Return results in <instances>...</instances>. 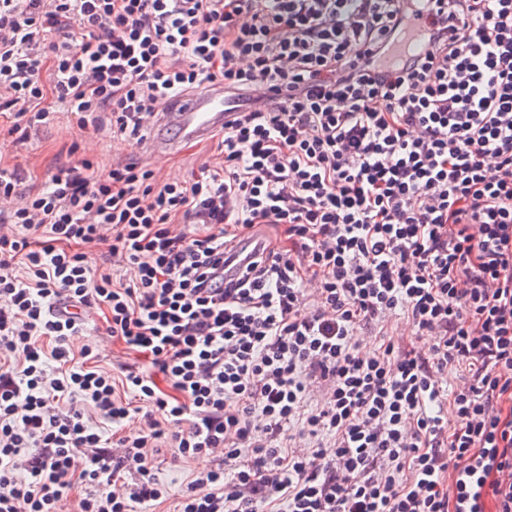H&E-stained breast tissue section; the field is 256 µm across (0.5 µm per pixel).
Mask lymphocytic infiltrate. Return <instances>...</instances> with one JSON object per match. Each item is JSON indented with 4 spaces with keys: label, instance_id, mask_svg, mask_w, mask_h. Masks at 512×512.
Wrapping results in <instances>:
<instances>
[{
    "label": "lymphocytic infiltrate",
    "instance_id": "obj_1",
    "mask_svg": "<svg viewBox=\"0 0 512 512\" xmlns=\"http://www.w3.org/2000/svg\"><path fill=\"white\" fill-rule=\"evenodd\" d=\"M215 84L246 104L191 180L0 167V512L165 502V447L214 461L173 512H512V0H0L18 142L70 112L139 144ZM99 313L146 369L73 351ZM383 331L387 332L388 335L393 336H372L368 338L365 336L366 339L365 342H367V347L365 349H369L370 347L373 348L375 344L379 341L380 338H404V339H410L413 334V328L412 325L407 320V317H404V315H394L392 318L389 319V321L386 323Z\"/></svg>",
    "mask_w": 512,
    "mask_h": 512
}]
</instances>
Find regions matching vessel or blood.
<instances>
[{"label":"vessel or blood","instance_id":"obj_1","mask_svg":"<svg viewBox=\"0 0 512 512\" xmlns=\"http://www.w3.org/2000/svg\"><path fill=\"white\" fill-rule=\"evenodd\" d=\"M234 97L223 90H206L172 106L159 125L154 146L159 150L172 148L182 140L206 138L224 126L228 108Z\"/></svg>","mask_w":512,"mask_h":512}]
</instances>
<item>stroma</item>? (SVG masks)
<instances>
[{
    "instance_id": "35a3bbf8",
    "label": "stroma",
    "mask_w": 512,
    "mask_h": 512,
    "mask_svg": "<svg viewBox=\"0 0 512 512\" xmlns=\"http://www.w3.org/2000/svg\"><path fill=\"white\" fill-rule=\"evenodd\" d=\"M78 144L81 156L98 160L101 168L130 158L142 160L159 171L160 175L181 180L189 179L198 172L202 164L220 163L221 157L211 151L210 140L180 147L171 154L153 151L151 143L134 148L126 142L111 138L106 131L82 128L76 117L63 114L50 126L22 145L0 143V165L18 166L23 172L24 184L33 189L44 186L56 168L69 162L68 149ZM72 349L89 347L97 356L99 365L116 367L134 362L124 344L113 340L105 331L102 318H95L79 336L70 341ZM211 458L201 457L185 463L174 460L171 455L159 456L153 463L157 480L168 487L171 494H179L191 479L192 472L210 468Z\"/></svg>"
}]
</instances>
